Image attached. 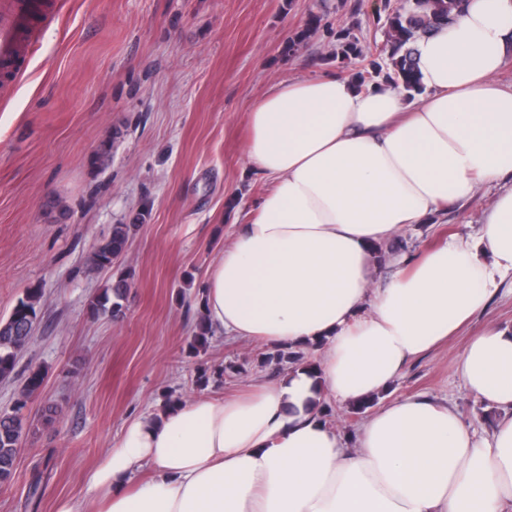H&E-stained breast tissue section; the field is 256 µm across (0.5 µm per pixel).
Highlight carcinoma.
Segmentation results:
<instances>
[{
	"instance_id": "carcinoma-1",
	"label": "carcinoma",
	"mask_w": 512,
	"mask_h": 512,
	"mask_svg": "<svg viewBox=\"0 0 512 512\" xmlns=\"http://www.w3.org/2000/svg\"><path fill=\"white\" fill-rule=\"evenodd\" d=\"M461 0H414L407 7H400L388 16V43L390 63L381 65L372 62V69H363L355 73V81L363 86L366 81L384 75L385 81L411 93L419 89L414 44L435 26L450 22L459 9ZM321 27V18L313 15L306 29L299 32L288 43L292 51L317 32ZM336 55L341 60L366 58L363 46L353 36L350 29H342L335 34ZM147 212L137 214L128 224H114L109 237L98 246L91 258V265L97 270L112 267L115 256L123 253L129 240L131 228L145 220ZM130 288L129 276L121 274L110 287L103 290L91 302L94 315L118 314L122 308L127 289ZM42 301L41 291L27 289L25 296L19 299L7 319H0V379L9 377L15 369L18 354L29 344L32 336L29 326L38 320ZM43 383V372L35 369L30 372L22 390V398L35 394ZM25 422L16 410L13 413H0V486L11 482L14 475L16 458L22 447Z\"/></svg>"
}]
</instances>
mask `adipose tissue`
<instances>
[{"label": "adipose tissue", "mask_w": 512, "mask_h": 512, "mask_svg": "<svg viewBox=\"0 0 512 512\" xmlns=\"http://www.w3.org/2000/svg\"><path fill=\"white\" fill-rule=\"evenodd\" d=\"M422 95L334 73L274 84L252 107L246 153L271 188L208 270L212 331L279 348L324 345L232 398L132 420L57 512H512V327L485 326L458 362L502 411L476 434L426 396L379 408L347 447L317 410L388 389L484 312L512 272V0H464L415 44ZM486 186L477 242L394 257L372 287L373 247ZM148 479H139L141 469Z\"/></svg>", "instance_id": "obj_1"}]
</instances>
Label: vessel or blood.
Instances as JSON below:
<instances>
[{
	"label": "vessel or blood",
	"instance_id": "vessel-or-blood-1",
	"mask_svg": "<svg viewBox=\"0 0 512 512\" xmlns=\"http://www.w3.org/2000/svg\"><path fill=\"white\" fill-rule=\"evenodd\" d=\"M51 10L47 0H0V82H16L22 70V40Z\"/></svg>",
	"mask_w": 512,
	"mask_h": 512
}]
</instances>
